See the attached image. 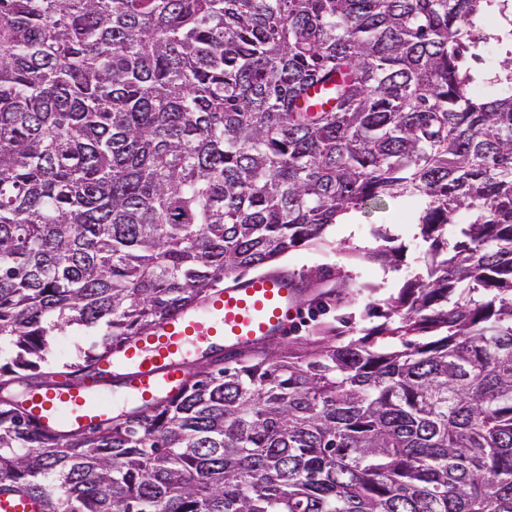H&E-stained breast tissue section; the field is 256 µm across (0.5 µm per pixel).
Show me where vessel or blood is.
<instances>
[{"label": "vessel or blood", "mask_w": 512, "mask_h": 512, "mask_svg": "<svg viewBox=\"0 0 512 512\" xmlns=\"http://www.w3.org/2000/svg\"><path fill=\"white\" fill-rule=\"evenodd\" d=\"M308 288L298 275L275 271L235 279L204 302L158 322L149 335L115 350L102 363L104 377L62 383L35 394L31 418L59 431L88 429L111 416L100 390L108 377L121 376L129 397L171 398L184 388V366L205 349L251 350L269 338L284 336L298 320L299 300ZM37 503L16 492L0 490V512H37Z\"/></svg>", "instance_id": "1"}]
</instances>
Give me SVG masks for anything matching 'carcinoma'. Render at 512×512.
<instances>
[{
	"label": "carcinoma",
	"mask_w": 512,
	"mask_h": 512,
	"mask_svg": "<svg viewBox=\"0 0 512 512\" xmlns=\"http://www.w3.org/2000/svg\"><path fill=\"white\" fill-rule=\"evenodd\" d=\"M512 0H0V487L42 512H512ZM322 86L324 100L308 92ZM414 201L426 272L360 337L90 431L33 424L224 278ZM457 240H448V226ZM100 340L59 365L54 337Z\"/></svg>",
	"instance_id": "1"
}]
</instances>
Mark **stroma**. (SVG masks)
I'll return each instance as SVG.
<instances>
[{"label":"stroma","instance_id":"35a3bbf8","mask_svg":"<svg viewBox=\"0 0 512 512\" xmlns=\"http://www.w3.org/2000/svg\"><path fill=\"white\" fill-rule=\"evenodd\" d=\"M355 217L354 223L332 225L322 241L298 247L275 262V269L297 273L315 285L328 302L312 316L308 298H301L299 307L308 317L296 331L279 337V345L310 339L323 325L338 326L347 336L357 334L373 323L369 307L384 305L422 272L426 245L406 205L389 199L380 207L366 206ZM383 232L399 249L387 263L368 257L380 247Z\"/></svg>","mask_w":512,"mask_h":512}]
</instances>
